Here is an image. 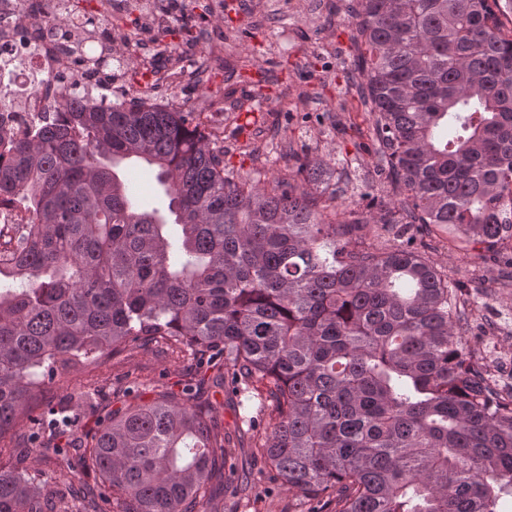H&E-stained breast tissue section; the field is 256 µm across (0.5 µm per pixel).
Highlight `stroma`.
Instances as JSON below:
<instances>
[{"instance_id": "stroma-1", "label": "stroma", "mask_w": 512, "mask_h": 512, "mask_svg": "<svg viewBox=\"0 0 512 512\" xmlns=\"http://www.w3.org/2000/svg\"><path fill=\"white\" fill-rule=\"evenodd\" d=\"M168 30L156 31L157 55L167 66L159 83L168 89L166 99L187 112L202 109L200 92L187 81L180 57L186 45L174 29L192 27L193 43L211 66L213 95H241L243 76H253L264 67L273 109L248 111L241 106L224 114V164L245 174L266 169L269 176L296 179L297 157L344 159L348 167L371 173L372 118H351L355 93L346 81V71L357 54L344 15L319 7L316 0H179L171 6L164 0ZM124 181L136 182L138 204L147 211L166 210L168 200L157 179L156 167L140 161L127 165ZM199 369L196 359L151 343L126 350L104 364L54 380L43 386L31 401L37 411L55 406L66 393L88 385L99 393L98 413L105 415L122 407V391L137 385L144 399L161 392L180 393ZM239 409L225 403L219 425L230 442L226 453L235 477L246 488L239 512H308L301 496L287 486L272 482L262 460L243 452L237 443Z\"/></svg>"}]
</instances>
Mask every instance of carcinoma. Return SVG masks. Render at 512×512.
I'll return each instance as SVG.
<instances>
[{
  "mask_svg": "<svg viewBox=\"0 0 512 512\" xmlns=\"http://www.w3.org/2000/svg\"><path fill=\"white\" fill-rule=\"evenodd\" d=\"M500 0H350L361 105L398 189L371 216L309 159L304 183L224 168L198 112L70 96L21 135L0 132V207L24 211L0 259V512H224L214 393L272 402L249 448L311 512H499L512 495V392L492 396L460 281L426 257L451 231L512 267V29ZM55 26L95 68L126 61L96 21ZM158 169L176 232L128 204L116 168ZM322 182L329 192L315 194ZM491 297L477 267L464 269ZM196 355L184 389L98 408L84 389L44 418L41 386L145 341ZM74 475L30 472L9 439Z\"/></svg>",
  "mask_w": 512,
  "mask_h": 512,
  "instance_id": "1",
  "label": "carcinoma"
}]
</instances>
